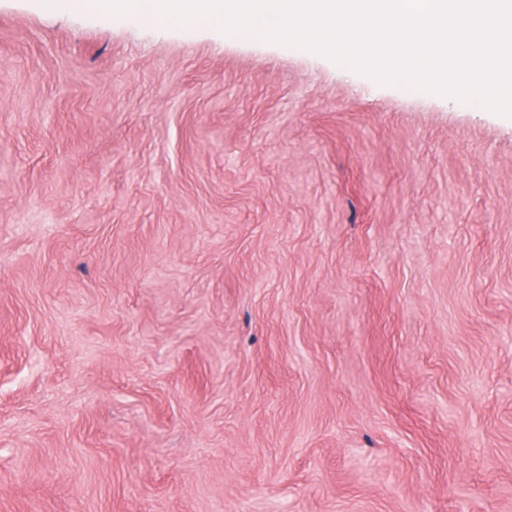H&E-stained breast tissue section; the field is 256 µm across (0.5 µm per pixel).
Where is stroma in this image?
<instances>
[{
    "instance_id": "stroma-1",
    "label": "stroma",
    "mask_w": 512,
    "mask_h": 512,
    "mask_svg": "<svg viewBox=\"0 0 512 512\" xmlns=\"http://www.w3.org/2000/svg\"><path fill=\"white\" fill-rule=\"evenodd\" d=\"M0 512H512V117L0 0Z\"/></svg>"
}]
</instances>
